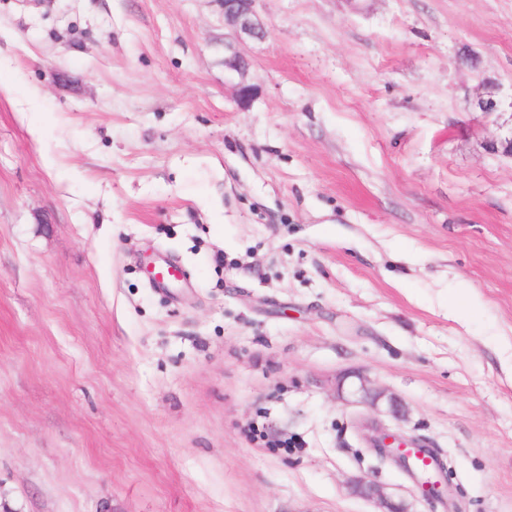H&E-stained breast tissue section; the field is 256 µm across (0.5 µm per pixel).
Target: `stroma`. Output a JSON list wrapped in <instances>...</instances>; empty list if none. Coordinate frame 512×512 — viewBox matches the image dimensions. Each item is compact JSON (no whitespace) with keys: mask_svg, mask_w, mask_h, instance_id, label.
Wrapping results in <instances>:
<instances>
[{"mask_svg":"<svg viewBox=\"0 0 512 512\" xmlns=\"http://www.w3.org/2000/svg\"><path fill=\"white\" fill-rule=\"evenodd\" d=\"M255 12L238 43L222 0H0V512H375L357 476L448 512L363 417L512 512V108L476 109L512 0ZM372 448L383 460L390 461L405 471L416 484L423 497L443 500L448 496V485L441 480L430 476L431 467L425 468L429 460L424 455H415L414 461L420 468H415L406 454L409 448L420 445L418 438L405 434L402 431H392L386 427H375L370 436Z\"/></svg>","mask_w":512,"mask_h":512,"instance_id":"1","label":"stroma"}]
</instances>
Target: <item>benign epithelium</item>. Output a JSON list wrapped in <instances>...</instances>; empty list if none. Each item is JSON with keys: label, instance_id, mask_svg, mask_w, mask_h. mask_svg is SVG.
Listing matches in <instances>:
<instances>
[{"label": "benign epithelium", "instance_id": "benign-epithelium-1", "mask_svg": "<svg viewBox=\"0 0 512 512\" xmlns=\"http://www.w3.org/2000/svg\"><path fill=\"white\" fill-rule=\"evenodd\" d=\"M255 0H224V25L229 27L236 39L245 37L261 40L265 29L256 19ZM499 87L491 84L486 95L478 98L479 112L491 117L500 110L501 101L496 99ZM372 448L383 460L389 461L405 471L416 484L423 496L442 500L448 495V485L430 476V469H418L411 463L407 450L420 445L418 438L402 431H392L386 427H376L370 436ZM351 492L375 503L379 512H408L404 500H396L386 487L372 479L356 477L349 481Z\"/></svg>", "mask_w": 512, "mask_h": 512}]
</instances>
